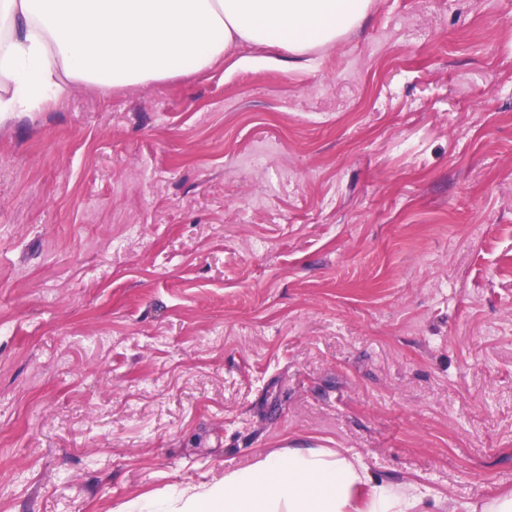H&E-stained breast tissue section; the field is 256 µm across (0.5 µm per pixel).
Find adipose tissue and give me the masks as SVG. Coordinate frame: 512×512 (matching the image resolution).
I'll list each match as a JSON object with an SVG mask.
<instances>
[{
  "instance_id": "adipose-tissue-1",
  "label": "adipose tissue",
  "mask_w": 512,
  "mask_h": 512,
  "mask_svg": "<svg viewBox=\"0 0 512 512\" xmlns=\"http://www.w3.org/2000/svg\"><path fill=\"white\" fill-rule=\"evenodd\" d=\"M370 0H0V122L57 101L65 83L124 87L200 73L235 46L294 56L332 45ZM410 488L374 480L359 458L291 448L186 493L176 512H421Z\"/></svg>"
}]
</instances>
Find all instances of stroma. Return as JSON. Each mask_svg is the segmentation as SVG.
<instances>
[{
	"instance_id": "stroma-1",
	"label": "stroma",
	"mask_w": 512,
	"mask_h": 512,
	"mask_svg": "<svg viewBox=\"0 0 512 512\" xmlns=\"http://www.w3.org/2000/svg\"><path fill=\"white\" fill-rule=\"evenodd\" d=\"M291 448L432 512L512 491V0L0 123V512Z\"/></svg>"
}]
</instances>
